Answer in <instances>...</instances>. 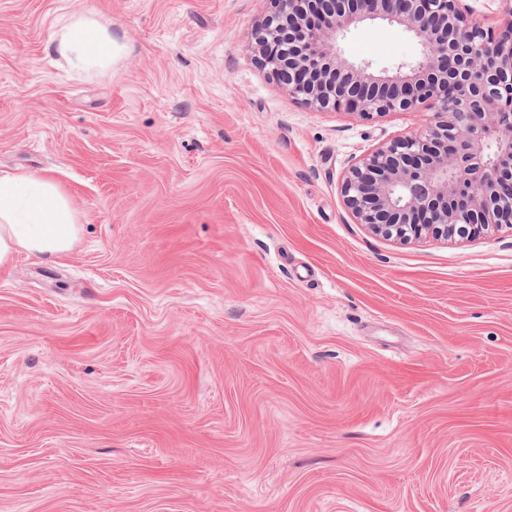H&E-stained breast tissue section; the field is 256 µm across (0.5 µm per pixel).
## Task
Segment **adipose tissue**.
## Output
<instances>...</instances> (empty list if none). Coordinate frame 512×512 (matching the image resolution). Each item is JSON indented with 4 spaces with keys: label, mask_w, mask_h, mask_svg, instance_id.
Listing matches in <instances>:
<instances>
[{
    "label": "adipose tissue",
    "mask_w": 512,
    "mask_h": 512,
    "mask_svg": "<svg viewBox=\"0 0 512 512\" xmlns=\"http://www.w3.org/2000/svg\"><path fill=\"white\" fill-rule=\"evenodd\" d=\"M56 42L59 53L84 70L106 68L120 55L111 32L90 19L65 23ZM80 232L70 198L50 177L0 174V270L22 255L53 259L69 254Z\"/></svg>",
    "instance_id": "ef3b65f1"
}]
</instances>
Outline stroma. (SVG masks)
<instances>
[{
	"label": "stroma",
	"mask_w": 512,
	"mask_h": 512,
	"mask_svg": "<svg viewBox=\"0 0 512 512\" xmlns=\"http://www.w3.org/2000/svg\"><path fill=\"white\" fill-rule=\"evenodd\" d=\"M271 0H0V171L80 240L0 273V512H512V232L397 244L346 169L421 112L315 110ZM87 16L106 70L56 52ZM348 59L419 46L351 30ZM57 49L74 66L104 69L120 56L112 33L94 20L79 18L65 23L56 33Z\"/></svg>",
	"instance_id": "1"
}]
</instances>
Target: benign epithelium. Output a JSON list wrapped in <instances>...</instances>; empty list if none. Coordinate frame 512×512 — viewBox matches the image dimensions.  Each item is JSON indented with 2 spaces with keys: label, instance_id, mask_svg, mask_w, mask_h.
I'll use <instances>...</instances> for the list:
<instances>
[{
  "label": "benign epithelium",
  "instance_id": "benign-epithelium-1",
  "mask_svg": "<svg viewBox=\"0 0 512 512\" xmlns=\"http://www.w3.org/2000/svg\"><path fill=\"white\" fill-rule=\"evenodd\" d=\"M272 2L253 32L259 63L307 106L364 120L429 110L345 172L355 223L400 244L512 230V0L495 31L464 0ZM375 23L408 32L418 58L382 69L345 58L343 34Z\"/></svg>",
  "mask_w": 512,
  "mask_h": 512
}]
</instances>
